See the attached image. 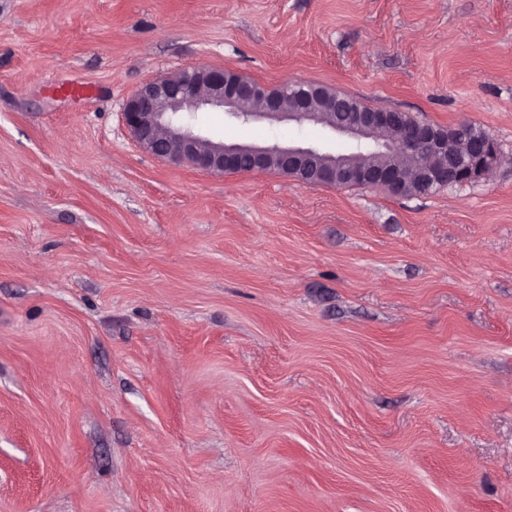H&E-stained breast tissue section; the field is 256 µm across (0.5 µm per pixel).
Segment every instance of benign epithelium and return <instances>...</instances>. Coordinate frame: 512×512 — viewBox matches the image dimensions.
<instances>
[{
    "label": "benign epithelium",
    "mask_w": 512,
    "mask_h": 512,
    "mask_svg": "<svg viewBox=\"0 0 512 512\" xmlns=\"http://www.w3.org/2000/svg\"><path fill=\"white\" fill-rule=\"evenodd\" d=\"M261 94V86L243 81L228 71L206 65L183 70L177 76H164L144 83L126 101L123 118L137 144L153 156L173 163L189 156L197 169L218 174L237 171L238 161L249 157L261 167L270 159L279 161L285 172L303 174L321 157L330 153L314 146L252 145L225 140H213L194 131L191 123H176L172 116H193L204 108L222 109L236 119L246 121L318 122L313 96L296 99L290 108L278 98H266L258 107L251 103ZM402 112L394 109L372 108L358 111L342 123H333L327 129L358 145L377 139L380 128L398 125ZM379 145L390 153L409 157L426 153L440 154L455 161L458 156L448 148V138L427 122L412 121L402 126L394 139ZM500 153L489 136L475 140L469 158L458 166L455 179L469 181L491 169L499 162ZM325 179L335 182L339 177L367 186H390L394 174L385 168L365 169L352 166L341 172L334 165L321 169ZM417 180L424 185L447 182L448 171L424 163L416 170Z\"/></svg>",
    "instance_id": "7a95c632"
}]
</instances>
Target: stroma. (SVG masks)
I'll return each mask as SVG.
<instances>
[{
    "mask_svg": "<svg viewBox=\"0 0 512 512\" xmlns=\"http://www.w3.org/2000/svg\"><path fill=\"white\" fill-rule=\"evenodd\" d=\"M203 64L501 161L403 197L158 159L124 103ZM0 512H512V0H0ZM328 92H335V98H336V111L333 109V100L335 98H326L325 95ZM317 93L319 94V100L320 103L324 106V114H323V121L322 123H319L317 125H321L322 127L326 124H329L334 118L336 119V122L343 119L345 112H350V107L356 106V107H362V108H368L367 106L363 105L361 102H359L357 99L341 95L335 90L328 88V87H318ZM336 113V117L332 115V113ZM456 126L439 127L451 131L454 134L453 141L465 144L464 139H476L469 158L464 159L462 164L458 166L455 175L456 180L466 182L493 169L499 162L500 153L496 144L488 135L485 134L484 137L478 138L484 134L481 128L473 124L467 129H457Z\"/></svg>",
    "mask_w": 512,
    "mask_h": 512,
    "instance_id": "obj_1",
    "label": "stroma"
}]
</instances>
